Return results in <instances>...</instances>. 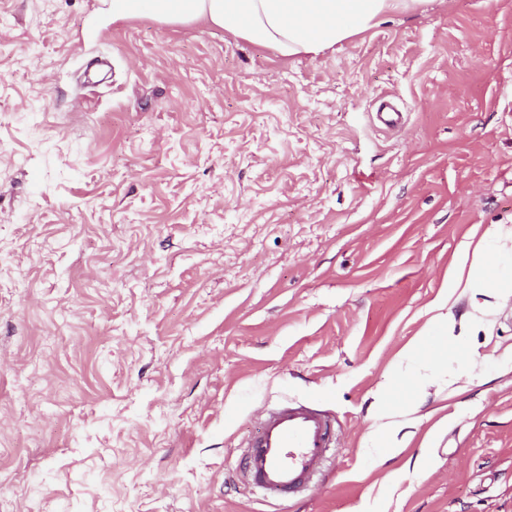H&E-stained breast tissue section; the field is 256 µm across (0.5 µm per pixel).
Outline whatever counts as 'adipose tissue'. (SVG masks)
Wrapping results in <instances>:
<instances>
[{
	"mask_svg": "<svg viewBox=\"0 0 512 512\" xmlns=\"http://www.w3.org/2000/svg\"><path fill=\"white\" fill-rule=\"evenodd\" d=\"M422 0H112L116 16L147 14L166 24L188 25L199 21L223 28L232 36L269 47L280 55L315 57L338 43L378 25L385 14L411 9ZM452 289L471 296L495 292L512 297V280L492 271L486 261V245L473 250L467 275L450 279ZM450 301L442 296L431 319L440 329L437 346L423 335L408 344L404 353L426 369L437 363L459 337L445 313Z\"/></svg>",
	"mask_w": 512,
	"mask_h": 512,
	"instance_id": "1",
	"label": "adipose tissue"
}]
</instances>
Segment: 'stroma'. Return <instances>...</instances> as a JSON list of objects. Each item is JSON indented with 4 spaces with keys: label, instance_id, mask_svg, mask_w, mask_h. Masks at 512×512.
<instances>
[{
    "label": "stroma",
    "instance_id": "stroma-1",
    "mask_svg": "<svg viewBox=\"0 0 512 512\" xmlns=\"http://www.w3.org/2000/svg\"><path fill=\"white\" fill-rule=\"evenodd\" d=\"M484 237L511 277L512 0L314 59L0 0V512H512V299L420 407L400 358ZM286 400L340 423L291 501L240 477Z\"/></svg>",
    "mask_w": 512,
    "mask_h": 512
}]
</instances>
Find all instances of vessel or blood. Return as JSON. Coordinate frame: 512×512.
<instances>
[{
  "label": "vessel or blood",
  "instance_id": "b4317fda",
  "mask_svg": "<svg viewBox=\"0 0 512 512\" xmlns=\"http://www.w3.org/2000/svg\"><path fill=\"white\" fill-rule=\"evenodd\" d=\"M335 425L328 412L300 403L266 412L245 458L248 478L281 498H298L335 447Z\"/></svg>",
  "mask_w": 512,
  "mask_h": 512
}]
</instances>
